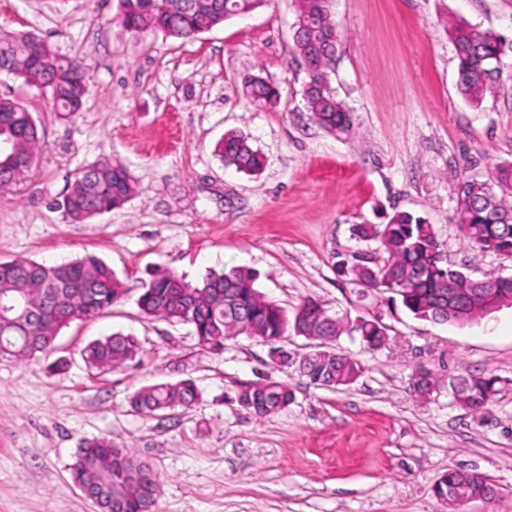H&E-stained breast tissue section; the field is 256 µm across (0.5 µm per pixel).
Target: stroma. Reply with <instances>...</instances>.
<instances>
[{
  "mask_svg": "<svg viewBox=\"0 0 512 512\" xmlns=\"http://www.w3.org/2000/svg\"><path fill=\"white\" fill-rule=\"evenodd\" d=\"M333 11L341 44L332 83L354 120L337 135L312 120L302 97L306 71L289 53L292 0H268L189 40L132 37L113 21L118 0H0V35L35 31L90 75L81 112L66 119L36 90L0 78V95L45 126L32 167L0 187V261L92 254L125 289L104 314L62 329L50 355H0V512H97L70 467L81 441L98 436L159 475L157 512H442L432 487L451 468L477 470L497 491L463 512H512V307L431 323L338 270L378 248L355 225L402 210L433 224L449 263L476 277L512 275V260L465 244L456 195L466 175L491 179L512 164V0H335ZM454 20L507 44L476 103L457 87ZM253 75L278 87L276 105L251 100ZM231 130L264 155L261 172L215 155ZM99 160L125 165L137 193L70 223L53 202ZM234 267L249 268L286 310L315 298L352 322L380 318L389 339L371 350L340 336L362 374L329 390L272 363L259 338L237 336L215 354L191 325L137 308L155 270L194 284ZM116 332L139 340L138 361L87 366L82 349ZM420 367L442 380L426 397L410 389ZM466 373L501 380L483 414L448 393L447 379ZM182 379L199 390L192 406L131 409L141 387ZM267 379L293 391L287 409L260 417L234 403L240 387Z\"/></svg>",
  "mask_w": 512,
  "mask_h": 512,
  "instance_id": "stroma-1",
  "label": "stroma"
}]
</instances>
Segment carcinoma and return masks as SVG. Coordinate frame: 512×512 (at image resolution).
<instances>
[{"label":"carcinoma","instance_id":"1","mask_svg":"<svg viewBox=\"0 0 512 512\" xmlns=\"http://www.w3.org/2000/svg\"><path fill=\"white\" fill-rule=\"evenodd\" d=\"M265 0H119L118 15L134 37L147 32L174 39H191L224 24L231 17L248 14ZM295 15L311 29L304 40L291 44L295 57L321 56L337 49L330 39L338 30L333 0H293ZM448 36L458 60L461 94L479 101L488 88V73L495 69L503 50L502 38L466 22H453ZM0 76L21 80L52 103L53 111L71 117L82 110L90 76L75 59L58 54L41 36L31 32L0 37ZM255 101L274 103L279 90L262 79L253 80ZM314 122L329 133L348 132L353 117L331 84L312 87L305 98ZM43 130L32 112L19 100L0 96V183H11L31 168ZM215 154L227 166L257 172L263 158L248 138L238 132L224 134ZM136 194V182L128 169L108 160L97 161L75 177L57 206L72 223H84L119 208ZM458 222L469 246L512 256V165L501 166L492 182L466 179L458 197ZM358 235L379 242L376 260L352 266V280L374 290H388L417 319L467 323L483 316L492 305L512 299V278L494 270L474 279L448 264L433 225L418 215L396 211L388 223L360 224ZM123 294L112 268L93 255L48 265L34 260L0 262V354L26 360L47 354L59 332L83 317L109 310ZM140 312L171 322L193 326L198 344L209 351L224 349V341L245 334L275 345L278 364L286 366L292 355L280 342L292 331L316 342L304 355L299 371L309 382L338 389L351 385L361 368L351 356L336 348V340L350 329L364 346L375 350L388 336V327L377 317L362 318L352 328L332 316L316 299L307 298L289 312L267 299L255 287V275L238 267L228 272L211 271L197 285L187 283L170 270H157L142 284L137 300ZM138 340L114 333L90 342L81 352L96 368L115 369L136 360ZM501 381L486 373L452 378L448 390L458 392L456 402L474 414L483 413L500 392ZM438 380L426 370L411 382L414 394L431 393ZM198 399L193 382L162 383L136 392L131 407L152 415ZM288 387L276 381L240 389L237 403L258 415L279 413L292 402ZM71 479L83 485L108 512H156L159 478L152 468L118 447L108 437L82 442L71 466ZM433 494L448 512H457L474 498L491 499L495 488L474 470L448 469L433 487Z\"/></svg>","mask_w":512,"mask_h":512}]
</instances>
